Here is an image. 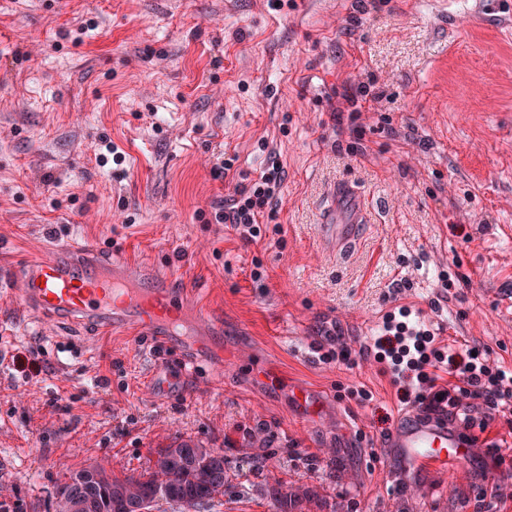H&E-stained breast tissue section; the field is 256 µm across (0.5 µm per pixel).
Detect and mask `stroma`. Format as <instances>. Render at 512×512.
Wrapping results in <instances>:
<instances>
[{"instance_id":"35a3bbf8","label":"stroma","mask_w":512,"mask_h":512,"mask_svg":"<svg viewBox=\"0 0 512 512\" xmlns=\"http://www.w3.org/2000/svg\"><path fill=\"white\" fill-rule=\"evenodd\" d=\"M364 80L382 111L352 151L331 105ZM266 140L279 205L247 243L213 213L267 170ZM75 236L211 307L224 360L190 371L188 337L39 319L0 285V486L20 512L184 437L230 462L212 512H272L274 478L316 491L302 512H512L494 451L444 471L388 447L407 407L380 364L305 355L320 326L363 343L417 298L438 344L512 371V0H0V270Z\"/></svg>"}]
</instances>
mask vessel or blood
Here are the masks:
<instances>
[{"label":"vessel or blood","mask_w":512,"mask_h":512,"mask_svg":"<svg viewBox=\"0 0 512 512\" xmlns=\"http://www.w3.org/2000/svg\"><path fill=\"white\" fill-rule=\"evenodd\" d=\"M17 276L24 304L40 318L110 329L137 327L156 336L179 334L190 322L206 331L213 326L206 309L186 306L181 291L164 286L148 265L117 270L77 237L28 261ZM388 445L418 464L441 469L467 456L455 427L417 411L400 416Z\"/></svg>","instance_id":"vessel-or-blood-1"}]
</instances>
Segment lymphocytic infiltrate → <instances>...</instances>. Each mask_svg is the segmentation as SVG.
Listing matches in <instances>:
<instances>
[{
	"label": "lymphocytic infiltrate",
	"mask_w": 512,
	"mask_h": 512,
	"mask_svg": "<svg viewBox=\"0 0 512 512\" xmlns=\"http://www.w3.org/2000/svg\"><path fill=\"white\" fill-rule=\"evenodd\" d=\"M370 99L371 111L381 109L380 95H372L366 84L344 88L336 96L332 109L337 135L358 136V128L346 125L345 113L361 110L363 99ZM281 182L279 163H272L259 181L235 188L220 203L215 220L230 225L246 242L261 235L259 217L277 205ZM325 362L349 363L352 357L391 361L398 374L394 385L404 391L406 402L426 415L447 419L449 424L466 430L468 448L506 447V439H486L485 432L495 420L512 423V372L505 371L472 346H438L433 334H420L405 340L403 329H389L373 344L351 347L335 330L320 328Z\"/></svg>",
	"instance_id": "f902f5d3"
}]
</instances>
